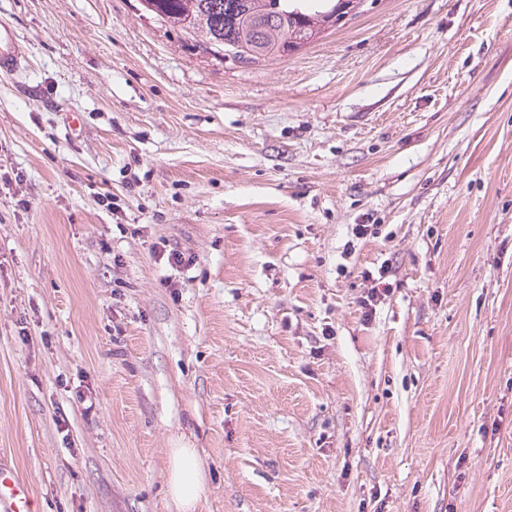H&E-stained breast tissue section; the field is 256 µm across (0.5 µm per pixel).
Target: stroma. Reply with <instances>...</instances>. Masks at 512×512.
<instances>
[{"label":"stroma","mask_w":512,"mask_h":512,"mask_svg":"<svg viewBox=\"0 0 512 512\" xmlns=\"http://www.w3.org/2000/svg\"><path fill=\"white\" fill-rule=\"evenodd\" d=\"M1 20L0 460L38 512H179L181 442L196 512H512V0H364L255 65L141 0ZM25 51L18 41L14 30L0 24V72L1 75L12 74L22 68ZM387 272L388 269L384 266L378 268V277L374 276V273L370 270L363 272V277L372 283L371 287L367 288V291L364 293L365 295L361 297L359 302L361 308L365 309L364 313L367 315L373 310L376 304L380 302L381 298L386 296V293L388 292L387 284L384 282ZM380 286H383V288H379ZM203 485V466L196 449L188 445L173 448L168 469V490L171 499L184 512H194Z\"/></svg>","instance_id":"obj_1"}]
</instances>
